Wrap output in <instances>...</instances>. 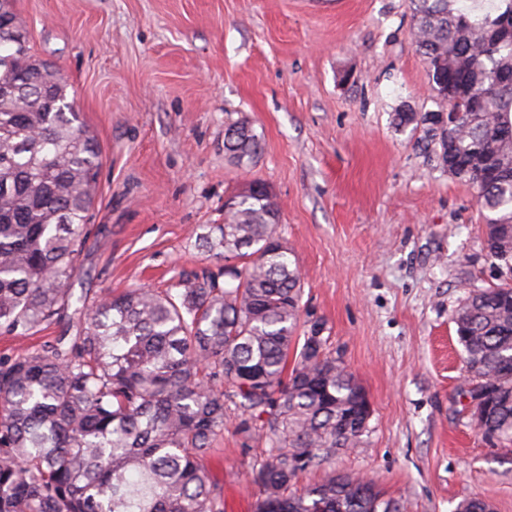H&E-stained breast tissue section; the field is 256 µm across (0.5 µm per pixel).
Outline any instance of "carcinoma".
Here are the masks:
<instances>
[{
  "mask_svg": "<svg viewBox=\"0 0 512 512\" xmlns=\"http://www.w3.org/2000/svg\"><path fill=\"white\" fill-rule=\"evenodd\" d=\"M412 36L436 97L453 88L458 121L439 137L484 214V249L512 268V37L487 28L512 15L471 16L454 0H411ZM12 8L0 15V78L18 94L0 99V334L26 337L44 325L76 331L40 347L0 354V512H223L204 460L224 433L265 432L255 468L256 512H405L367 479L332 474L296 495L291 483L338 448L362 442V386L327 351L323 323L299 331L302 284L280 244V211L256 196L231 195L224 223L195 247L224 258L217 271L186 275L176 291L134 288L86 305L69 281L82 265L101 168L99 146L66 107L67 83L31 70ZM260 151L243 120L224 131L237 165ZM470 384L485 406L481 433L512 443V285L469 293L452 317ZM456 512H492L479 497Z\"/></svg>",
  "mask_w": 512,
  "mask_h": 512,
  "instance_id": "carcinoma-1",
  "label": "carcinoma"
}]
</instances>
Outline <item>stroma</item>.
Segmentation results:
<instances>
[{"mask_svg":"<svg viewBox=\"0 0 512 512\" xmlns=\"http://www.w3.org/2000/svg\"><path fill=\"white\" fill-rule=\"evenodd\" d=\"M32 55L58 69L101 151L74 293L175 287L217 269L194 246L224 198L263 181L303 276L302 322L324 324L371 403L353 448L299 473L365 476L405 512L466 498L512 512V444L489 441L459 395L452 322L468 293L505 283L483 248L473 189L449 173L425 126L437 114L411 36L410 0H14ZM247 121L261 152L224 155ZM239 411L205 460L224 512H255L267 447Z\"/></svg>","mask_w":512,"mask_h":512,"instance_id":"35a3bbf8","label":"stroma"}]
</instances>
